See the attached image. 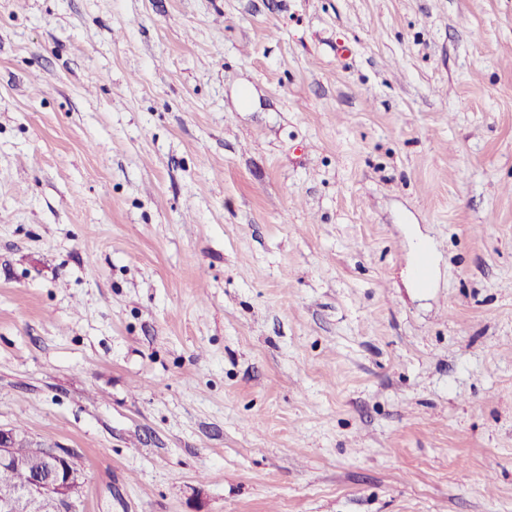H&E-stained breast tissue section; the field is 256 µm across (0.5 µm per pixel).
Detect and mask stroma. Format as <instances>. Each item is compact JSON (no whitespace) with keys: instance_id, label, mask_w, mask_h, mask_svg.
Returning <instances> with one entry per match:
<instances>
[{"instance_id":"stroma-1","label":"stroma","mask_w":512,"mask_h":512,"mask_svg":"<svg viewBox=\"0 0 512 512\" xmlns=\"http://www.w3.org/2000/svg\"><path fill=\"white\" fill-rule=\"evenodd\" d=\"M0 427L80 512H512V0H0Z\"/></svg>"}]
</instances>
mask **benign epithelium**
I'll list each match as a JSON object with an SVG mask.
<instances>
[{
  "mask_svg": "<svg viewBox=\"0 0 512 512\" xmlns=\"http://www.w3.org/2000/svg\"><path fill=\"white\" fill-rule=\"evenodd\" d=\"M21 437L17 428L0 427V467L28 471L15 494L0 501V512H78L81 473L73 462L74 454L48 448L41 463L32 465L13 452Z\"/></svg>",
  "mask_w": 512,
  "mask_h": 512,
  "instance_id": "obj_1",
  "label": "benign epithelium"
}]
</instances>
